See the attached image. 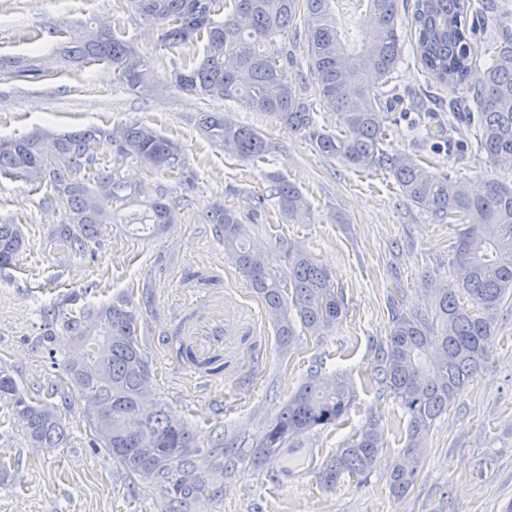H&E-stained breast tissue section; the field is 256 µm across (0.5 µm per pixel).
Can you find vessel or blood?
I'll return each mask as SVG.
<instances>
[{
  "mask_svg": "<svg viewBox=\"0 0 512 512\" xmlns=\"http://www.w3.org/2000/svg\"><path fill=\"white\" fill-rule=\"evenodd\" d=\"M216 288L193 302V319L190 324L179 325L174 338L187 343L193 355L194 374L207 377L208 370L224 356V342L232 331L224 319V309Z\"/></svg>",
  "mask_w": 512,
  "mask_h": 512,
  "instance_id": "vessel-or-blood-1",
  "label": "vessel or blood"
}]
</instances>
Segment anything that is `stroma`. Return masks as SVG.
<instances>
[{
    "label": "stroma",
    "instance_id": "35a3bbf8",
    "mask_svg": "<svg viewBox=\"0 0 512 512\" xmlns=\"http://www.w3.org/2000/svg\"><path fill=\"white\" fill-rule=\"evenodd\" d=\"M126 9L125 0H0V54H24L56 39L81 41L89 19L119 17ZM126 33L155 58L154 78L163 94L144 97L128 90L102 62L57 69L33 82L0 84V137L48 126H153L185 146L182 171L147 176L171 187L181 203L179 220L150 239L129 224L107 225L94 257L63 263L41 245L62 217L61 208L45 202L49 189L1 180L0 222L21 224L25 246L17 264L0 274V364L33 395L60 375L37 345L44 328L41 309L69 296L82 305L125 290L143 310L142 340L157 397L184 412L203 449L221 443L250 455L312 366L345 373L354 387L347 416L303 441L311 458L305 475L284 482L265 466L226 472L223 457L216 456L212 465L223 471V492L191 496L183 512H505L512 503V301L499 311L488 360L475 382L432 428L418 480L405 498L392 496L382 464L366 479L345 478L332 491L320 483L321 463L370 420L385 430L387 456L404 448L408 416L391 397L377 393L371 372L395 316L430 314L436 290L450 276L455 225L435 223L386 173L353 172L239 103L208 106L171 89L176 67L195 46H160L155 33L132 24ZM414 44L410 38L404 45L396 73L403 116L384 149L414 154L434 172L480 188L493 169L485 156L466 151L474 129L449 120L451 93L424 71ZM207 106L259 128L278 151L256 164L225 155L197 129L196 115ZM416 122L445 125L461 154L432 153L427 139L409 134ZM276 171L308 197L310 218L286 220L272 197L264 212L252 214L251 194L267 192L266 175ZM218 200L237 209L272 250L277 274L287 271L276 248L280 237L311 251L331 271L347 308L331 336L319 341L302 335L290 348H278L262 301L225 254L213 225L201 221ZM210 268L222 277L224 312L235 337L224 347L223 382L205 388L172 357L158 331L199 296L187 279ZM62 422L67 444L50 451L31 447L21 423L0 433V460L12 463L0 481V512H167L165 489L131 486L104 449L91 447L80 407L63 411Z\"/></svg>",
    "mask_w": 512,
    "mask_h": 512
}]
</instances>
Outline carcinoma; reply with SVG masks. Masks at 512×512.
<instances>
[{"mask_svg": "<svg viewBox=\"0 0 512 512\" xmlns=\"http://www.w3.org/2000/svg\"><path fill=\"white\" fill-rule=\"evenodd\" d=\"M129 18L159 32L167 48L202 42V53L175 72L174 87L200 100L234 101L261 112L313 149L341 159L358 172L383 170L416 207L441 223L462 224L452 243L451 283L431 303L439 328L418 314L396 317L380 347L372 378L382 392L407 411L406 448L387 464L392 492L413 486L435 421L459 393L474 382L488 359L498 310L512 299V182L491 177L483 192L472 193L460 180L437 174L411 155L390 156L383 144L393 132L389 112L396 94L394 73L403 57L399 0H368L371 28L358 43L342 37L331 0H126ZM495 0H414L411 27L416 52L428 74L452 91L472 92L478 112L467 149L486 156L495 169L512 172V12L492 26L485 13ZM304 35L320 107L336 115V130L318 125L313 102L297 89L293 67L296 15ZM481 46L487 68L484 82L465 87ZM104 61L127 89L142 96L159 92L154 61L126 37L120 19L94 24L75 46L50 54L38 48L24 55L0 56V81L41 78L63 65ZM201 133L228 155L263 161L278 149L264 134L222 112L200 113ZM111 152V160L100 149ZM178 140L144 123L112 129L87 128L0 138V177H36L49 185L63 214L45 247L67 262L82 259L99 242L106 224H150L163 230L178 220L179 203L168 189L140 177L146 171L184 168ZM272 196L288 220L310 216L296 186L279 173L267 175ZM203 220L216 226L224 251L261 299L278 343L291 347L298 329L323 339L346 315L330 272L303 249H286L288 272H273L269 253L253 242L238 211L218 201ZM24 246L17 224L0 223V269L15 265ZM47 331L38 337L63 380L27 397L9 370L0 367V400L11 404L36 448H60L67 436L60 398L70 407L92 398L99 414L87 415L102 448L130 484L171 486L169 512H179L180 495L205 486L210 452L195 442L184 413L155 398L146 352L138 339L140 311L118 294L99 306L72 307L68 301L42 310ZM354 399L342 373L310 371L292 393L247 464L262 466L297 448L302 438L336 425ZM383 430L370 421L321 465L326 490L345 475L363 477L382 460Z\"/></svg>", "mask_w": 512, "mask_h": 512, "instance_id": "1", "label": "carcinoma"}]
</instances>
